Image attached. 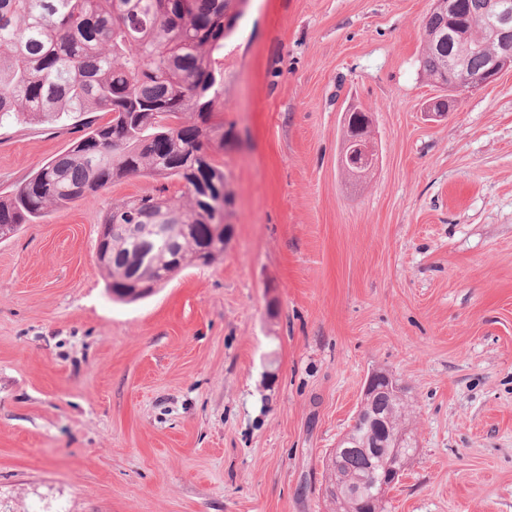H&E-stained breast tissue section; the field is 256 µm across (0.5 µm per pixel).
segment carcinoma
<instances>
[{
	"label": "carcinoma",
	"instance_id": "cac0c4a2",
	"mask_svg": "<svg viewBox=\"0 0 512 512\" xmlns=\"http://www.w3.org/2000/svg\"><path fill=\"white\" fill-rule=\"evenodd\" d=\"M243 0H0V120L61 119L85 112H111L105 124L88 126L81 138L55 155L11 194L0 195V232L34 224L50 209L93 200L109 185L140 175L178 180L184 197L164 200L152 194L112 203L107 227L127 216L163 210L165 223L186 224L180 241L181 263L154 274L134 234L109 236V258L100 264L107 288L129 298L126 281L161 285L180 271L209 266L228 248L233 228L216 231L197 208L198 154L224 150L231 129L215 120L221 87L214 54L224 49L242 16ZM458 38L448 42L428 35L441 32L442 18L430 13L421 55L423 71L448 91L449 63L461 56L480 72L497 49L490 35L473 27L483 0H455ZM181 117L175 127L164 114ZM375 409L395 431L409 415L403 398H380ZM386 448L368 457L352 451L338 470L347 481L375 489Z\"/></svg>",
	"mask_w": 512,
	"mask_h": 512
}]
</instances>
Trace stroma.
I'll use <instances>...</instances> for the list:
<instances>
[{"label": "stroma", "instance_id": "obj_1", "mask_svg": "<svg viewBox=\"0 0 512 512\" xmlns=\"http://www.w3.org/2000/svg\"><path fill=\"white\" fill-rule=\"evenodd\" d=\"M433 0H247L218 56L223 257L134 303L96 261L133 176L0 241V512H330L388 373L417 451L388 512H512V70L428 116ZM379 160L339 165L343 111ZM107 112L0 125L10 194Z\"/></svg>", "mask_w": 512, "mask_h": 512}]
</instances>
